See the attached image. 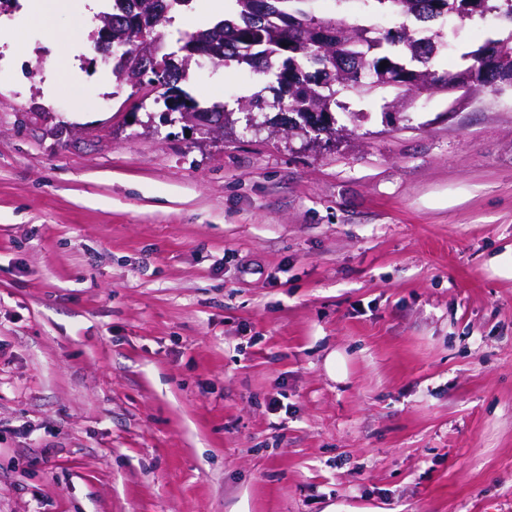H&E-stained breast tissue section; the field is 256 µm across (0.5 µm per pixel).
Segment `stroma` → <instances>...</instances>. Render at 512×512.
Here are the masks:
<instances>
[{"label":"stroma","mask_w":512,"mask_h":512,"mask_svg":"<svg viewBox=\"0 0 512 512\" xmlns=\"http://www.w3.org/2000/svg\"><path fill=\"white\" fill-rule=\"evenodd\" d=\"M56 2L0 12V512H512V91L351 95L311 145L194 66L207 135ZM497 30L448 20L434 68Z\"/></svg>","instance_id":"1"}]
</instances>
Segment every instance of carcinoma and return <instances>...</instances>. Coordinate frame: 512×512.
<instances>
[{"label": "carcinoma", "mask_w": 512, "mask_h": 512, "mask_svg": "<svg viewBox=\"0 0 512 512\" xmlns=\"http://www.w3.org/2000/svg\"><path fill=\"white\" fill-rule=\"evenodd\" d=\"M192 0H112V11L103 13V17L112 18V37L128 38L141 35L156 44L157 57L166 55L161 38L156 35L153 26L155 4L164 5L167 15L163 22H168V13L189 7ZM233 11L224 14V18L190 33L179 39L182 56L199 42L214 45L220 51L218 61L223 63L234 60L255 72L270 77L275 83L274 100L268 102L255 95L242 103V109L252 113L262 112L266 108L278 110L277 119L285 122L291 118L306 117L313 124H322L334 119L332 106L344 108L336 94L345 92L365 95L368 88L356 89L354 86L344 88L336 83V78H353L362 71H379L388 74V79L400 87L399 70L412 73L430 72V62L440 53L443 42L442 33L434 31L429 35L418 37L410 29L402 26L395 33L379 34L374 27H359L353 30L356 35L364 37L365 43L357 41L342 44L336 49V38L326 36L329 24L322 22L305 9L309 0H272L273 8L259 21L260 29L247 24L246 18L252 16L253 6L257 0H232ZM378 11L385 12L394 7L414 18L423 25L446 19L450 16L464 21L470 18L469 0H447L448 12L435 10V0H372ZM298 32L307 34V39L298 43L294 50L288 52L282 43ZM334 55L335 65L331 79L322 81L321 56ZM386 66H380V63ZM483 58L480 49L469 52V58L454 72L445 75L432 74V83L441 90L448 85V80H463L473 72L480 73ZM190 64H182L167 70L162 88L165 107L176 102L187 112H200L215 124L224 123L225 108L214 105L201 108L198 103L182 90L179 83L186 79Z\"/></svg>", "instance_id": "obj_1"}]
</instances>
